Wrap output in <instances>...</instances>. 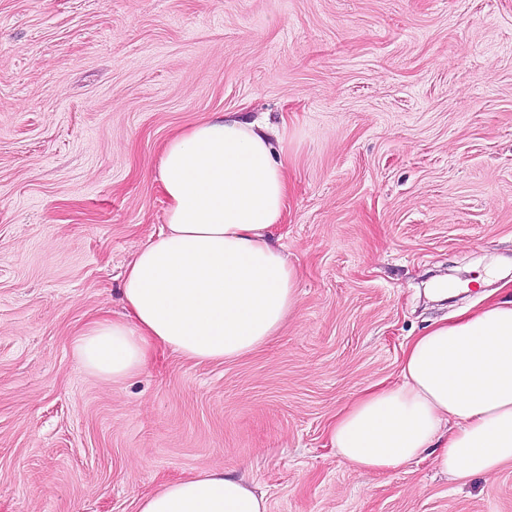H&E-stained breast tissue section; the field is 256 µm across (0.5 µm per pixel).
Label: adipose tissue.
<instances>
[{
  "instance_id": "obj_1",
  "label": "adipose tissue",
  "mask_w": 512,
  "mask_h": 512,
  "mask_svg": "<svg viewBox=\"0 0 512 512\" xmlns=\"http://www.w3.org/2000/svg\"><path fill=\"white\" fill-rule=\"evenodd\" d=\"M158 180L164 222L123 271L121 316L73 338L97 377L130 378L161 351L198 361L247 355L296 313V271L273 245L289 191L269 129L228 116L165 141ZM326 439L359 470L387 472L435 450L455 480L512 463V298L433 322L407 344L399 380L362 390L329 421ZM137 512H268L247 482L210 470L163 483Z\"/></svg>"
}]
</instances>
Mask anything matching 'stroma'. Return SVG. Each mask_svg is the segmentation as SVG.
I'll return each instance as SVG.
<instances>
[{"instance_id": "obj_1", "label": "stroma", "mask_w": 512, "mask_h": 512, "mask_svg": "<svg viewBox=\"0 0 512 512\" xmlns=\"http://www.w3.org/2000/svg\"><path fill=\"white\" fill-rule=\"evenodd\" d=\"M227 112L282 140L296 315L234 361L88 374L72 340L123 311L162 144ZM507 281L512 0H0V512H136L212 469L268 512H512V464L366 474L325 439Z\"/></svg>"}]
</instances>
